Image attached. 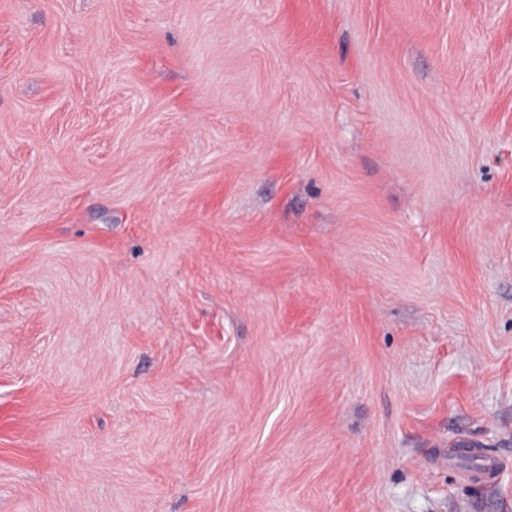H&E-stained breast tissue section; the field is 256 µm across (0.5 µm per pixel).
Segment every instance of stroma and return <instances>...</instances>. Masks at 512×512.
I'll list each match as a JSON object with an SVG mask.
<instances>
[{"label":"stroma","mask_w":512,"mask_h":512,"mask_svg":"<svg viewBox=\"0 0 512 512\" xmlns=\"http://www.w3.org/2000/svg\"><path fill=\"white\" fill-rule=\"evenodd\" d=\"M0 512H512V0H0Z\"/></svg>","instance_id":"obj_1"}]
</instances>
